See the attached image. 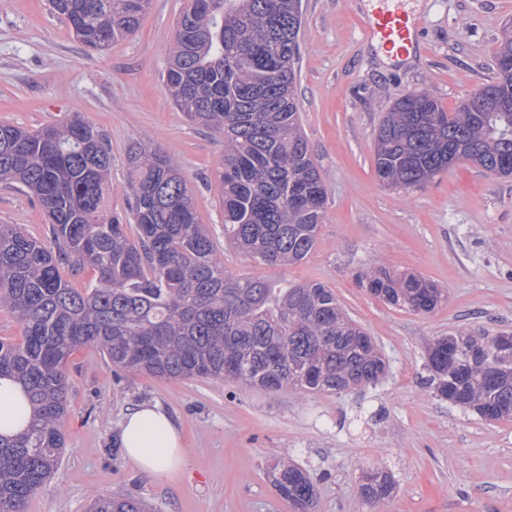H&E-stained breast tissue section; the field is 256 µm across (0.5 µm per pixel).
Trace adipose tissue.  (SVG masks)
<instances>
[{
	"label": "adipose tissue",
	"instance_id": "ef3b65f1",
	"mask_svg": "<svg viewBox=\"0 0 512 512\" xmlns=\"http://www.w3.org/2000/svg\"><path fill=\"white\" fill-rule=\"evenodd\" d=\"M119 440L128 458L150 473L166 474L183 459L181 436L173 417L154 404L141 405L125 415Z\"/></svg>",
	"mask_w": 512,
	"mask_h": 512
}]
</instances>
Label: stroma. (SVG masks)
<instances>
[{"instance_id": "stroma-1", "label": "stroma", "mask_w": 512, "mask_h": 512, "mask_svg": "<svg viewBox=\"0 0 512 512\" xmlns=\"http://www.w3.org/2000/svg\"><path fill=\"white\" fill-rule=\"evenodd\" d=\"M187 0H152L139 28L104 51L83 46L49 0H0V122L30 130L78 113L108 136L112 205H126V153L151 142L180 166L199 218L224 243L216 178L224 141L192 124L162 83L165 50ZM366 0H302L297 97L304 135L327 187L313 251L270 266L225 251L238 277L321 282L389 360L377 385L341 394L267 392L245 384L113 374L82 347L68 359L65 452L26 512H86L119 491L152 512H294L273 484L284 457L317 488L316 512H371L365 470L390 471L383 512H512V421L489 422L427 387V349L448 332L512 330V177L462 162L423 187L394 190L373 168L385 112L402 95L433 93L446 111L488 83L512 25V0H410L423 18L422 58L397 65L365 43ZM0 224L48 240L37 200L0 182ZM422 276L443 299L429 313L395 308L361 283L376 266ZM156 403L183 434L184 463L168 476L124 453L118 424Z\"/></svg>"}]
</instances>
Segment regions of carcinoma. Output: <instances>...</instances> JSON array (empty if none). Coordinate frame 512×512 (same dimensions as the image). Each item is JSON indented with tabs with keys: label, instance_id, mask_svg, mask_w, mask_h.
I'll return each instance as SVG.
<instances>
[{
	"label": "carcinoma",
	"instance_id": "cac0c4a2",
	"mask_svg": "<svg viewBox=\"0 0 512 512\" xmlns=\"http://www.w3.org/2000/svg\"><path fill=\"white\" fill-rule=\"evenodd\" d=\"M151 0H50L75 37L102 50L133 34ZM301 0H188L162 74L193 124L224 138L219 181L224 244L267 265H294L315 247L327 190L304 136L296 95ZM492 102L446 112L429 92L402 95L380 123L374 170L390 188L416 189L448 170L463 147L486 172L512 173V35L495 53V77L473 93ZM107 136L80 116L35 131L0 124V182L35 198L51 224L40 241L0 224V308L23 339L0 338V379L23 391L31 420L0 426V512H25L57 472L68 410L66 361L93 346L112 367L168 380L207 378L275 392H330L375 385L389 361L321 282L275 286L237 277L200 222L179 165L136 143L127 154V207L112 209ZM135 225L130 236L129 224ZM97 280L74 288L61 269ZM369 292L400 310L429 313L436 286L378 268ZM512 331L458 330L427 351L436 394L486 421L512 419ZM295 512H312L316 489L300 467H273ZM377 467L360 495L378 509L394 490ZM89 512H145L122 493Z\"/></svg>",
	"mask_w": 512,
	"mask_h": 512
}]
</instances>
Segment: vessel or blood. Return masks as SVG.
I'll use <instances>...</instances> for the list:
<instances>
[{"mask_svg": "<svg viewBox=\"0 0 512 512\" xmlns=\"http://www.w3.org/2000/svg\"><path fill=\"white\" fill-rule=\"evenodd\" d=\"M362 17L365 41L378 46L399 62L416 56L420 50L418 31L421 20L408 7V0H368Z\"/></svg>", "mask_w": 512, "mask_h": 512, "instance_id": "vessel-or-blood-1", "label": "vessel or blood"}]
</instances>
